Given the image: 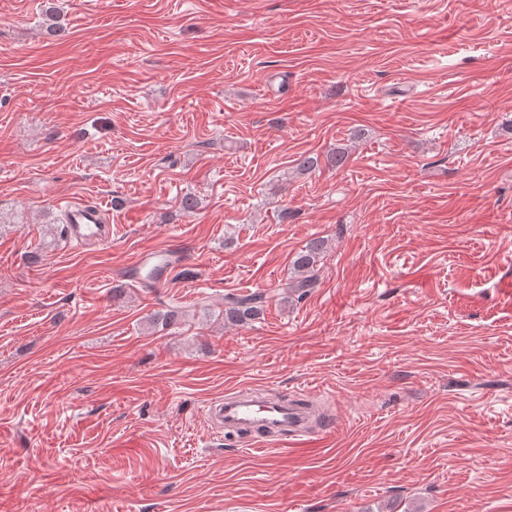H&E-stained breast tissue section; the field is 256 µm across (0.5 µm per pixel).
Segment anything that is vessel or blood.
<instances>
[{
  "label": "vessel or blood",
  "instance_id": "1",
  "mask_svg": "<svg viewBox=\"0 0 512 512\" xmlns=\"http://www.w3.org/2000/svg\"><path fill=\"white\" fill-rule=\"evenodd\" d=\"M64 213L71 240L84 242L105 237L100 205L70 204ZM182 262L181 254L168 249L145 250L129 265L125 277L136 281L146 277L152 285L158 286L166 282ZM215 413L225 430L238 433L245 446L256 451L284 447L289 441L308 435L310 418L306 402L271 398L252 388L225 394Z\"/></svg>",
  "mask_w": 512,
  "mask_h": 512
}]
</instances>
